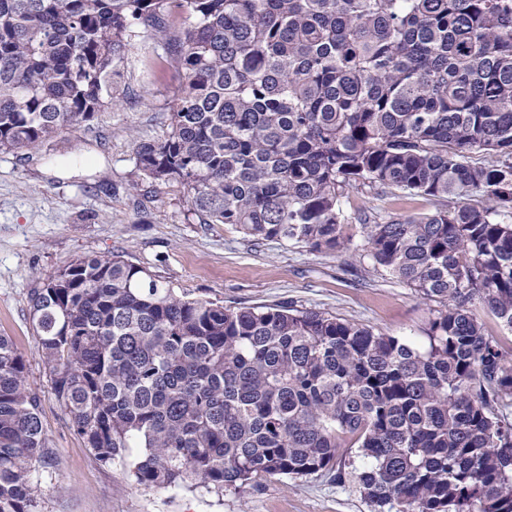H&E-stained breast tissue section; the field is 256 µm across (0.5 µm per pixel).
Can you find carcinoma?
<instances>
[{"label": "carcinoma", "instance_id": "1", "mask_svg": "<svg viewBox=\"0 0 512 512\" xmlns=\"http://www.w3.org/2000/svg\"><path fill=\"white\" fill-rule=\"evenodd\" d=\"M135 26L174 47L146 72L177 80L169 131L136 163L204 223L332 252L350 188L459 204L361 225L375 265L440 305L420 346L190 299L120 255L33 289L45 373L95 459L222 493L349 455L372 512H512V349L473 310L512 333V0H0V151L118 107ZM50 454L0 336V512H42L33 466Z\"/></svg>", "mask_w": 512, "mask_h": 512}]
</instances>
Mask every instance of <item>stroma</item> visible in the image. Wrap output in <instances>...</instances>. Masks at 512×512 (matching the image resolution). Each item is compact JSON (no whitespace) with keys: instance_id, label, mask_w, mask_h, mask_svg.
<instances>
[{"instance_id":"1","label":"stroma","mask_w":512,"mask_h":512,"mask_svg":"<svg viewBox=\"0 0 512 512\" xmlns=\"http://www.w3.org/2000/svg\"><path fill=\"white\" fill-rule=\"evenodd\" d=\"M167 47L139 34L112 78L117 109L92 127L63 130L36 151H0V336L9 337L40 398L52 450L33 476L43 512H371L350 474L272 478L239 491L156 489L120 464L97 462L72 429L41 362L29 295L85 256L120 255L176 292L227 306L283 305L422 341L435 308L384 272L363 247L362 225L452 209V199L391 189L341 199L350 250L254 240L232 224H205L182 188L145 179L135 145L163 137L175 104L171 77L151 80L142 60Z\"/></svg>"}]
</instances>
